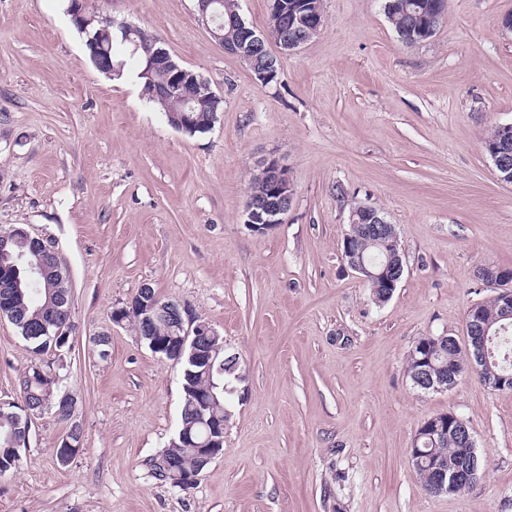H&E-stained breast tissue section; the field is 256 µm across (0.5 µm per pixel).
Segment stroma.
I'll use <instances>...</instances> for the list:
<instances>
[{"instance_id": "1", "label": "stroma", "mask_w": 512, "mask_h": 512, "mask_svg": "<svg viewBox=\"0 0 512 512\" xmlns=\"http://www.w3.org/2000/svg\"><path fill=\"white\" fill-rule=\"evenodd\" d=\"M101 16L158 36L223 99L212 130L171 128L139 84L91 62L65 0H0V226L51 241L71 280L73 348L62 391L78 399L83 449L56 448L69 423L31 426L0 512H512V391L466 374L413 388L418 338L466 339L465 316L512 269V184L484 149L512 122V0H449L437 34L408 46L383 0H324L320 32L257 84L198 20L194 0H97ZM278 156L296 196L282 224L245 223L255 161ZM395 224L405 273L375 304L342 261L351 205ZM189 304L239 368L225 394L224 450L185 490L144 463L180 419V368L112 319L142 286ZM107 334L108 358L91 339ZM34 353L0 318V399L19 401ZM455 412L481 475L424 490L414 436Z\"/></svg>"}]
</instances>
